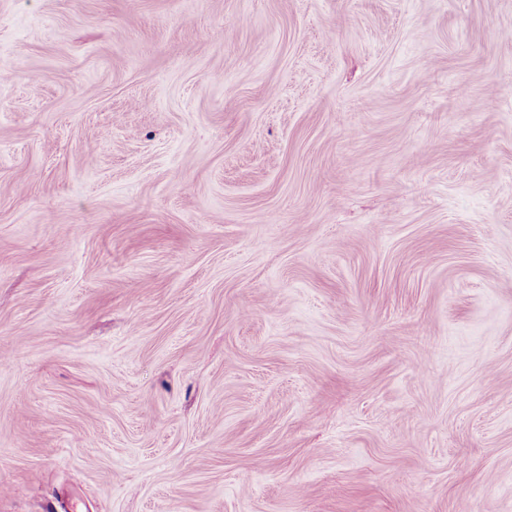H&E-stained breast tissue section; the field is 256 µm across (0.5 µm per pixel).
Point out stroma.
Masks as SVG:
<instances>
[{
    "label": "stroma",
    "instance_id": "stroma-1",
    "mask_svg": "<svg viewBox=\"0 0 512 512\" xmlns=\"http://www.w3.org/2000/svg\"><path fill=\"white\" fill-rule=\"evenodd\" d=\"M0 512H512V0H0Z\"/></svg>",
    "mask_w": 512,
    "mask_h": 512
}]
</instances>
